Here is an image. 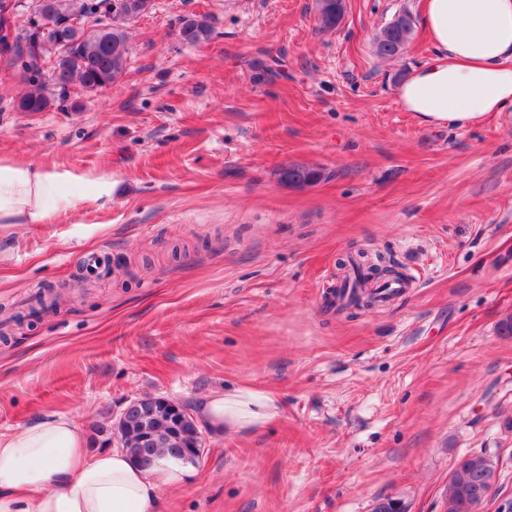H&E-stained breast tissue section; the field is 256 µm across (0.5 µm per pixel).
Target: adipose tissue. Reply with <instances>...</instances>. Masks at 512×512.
I'll list each match as a JSON object with an SVG mask.
<instances>
[{
    "label": "adipose tissue",
    "mask_w": 512,
    "mask_h": 512,
    "mask_svg": "<svg viewBox=\"0 0 512 512\" xmlns=\"http://www.w3.org/2000/svg\"><path fill=\"white\" fill-rule=\"evenodd\" d=\"M431 63L396 89L420 124L460 128L512 107V0H424ZM111 171L88 173L0 156V224H49L110 205ZM277 398L249 388L214 391L197 403L199 422L240 432L279 417ZM188 464L159 458L142 469L121 448L89 452L75 420L55 414L0 435V512H159L161 490L184 487Z\"/></svg>",
    "instance_id": "1"
}]
</instances>
